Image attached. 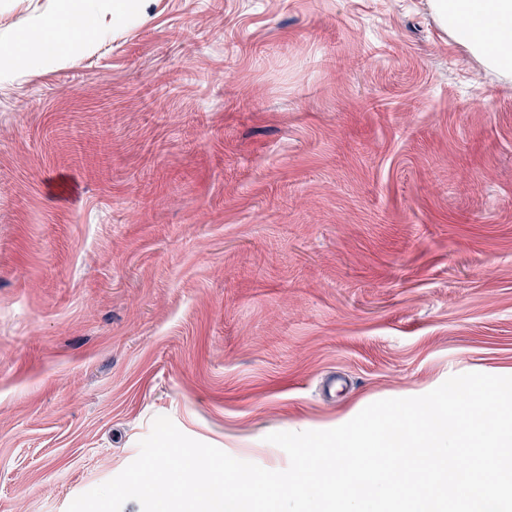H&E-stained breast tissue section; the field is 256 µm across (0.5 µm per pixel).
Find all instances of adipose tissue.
Masks as SVG:
<instances>
[{"mask_svg": "<svg viewBox=\"0 0 512 512\" xmlns=\"http://www.w3.org/2000/svg\"><path fill=\"white\" fill-rule=\"evenodd\" d=\"M430 7L456 41L489 67L512 73V0H430ZM62 28L56 18L28 28L25 42L11 54L12 64L25 67L35 57L51 58L61 50L81 47V39L63 33Z\"/></svg>", "mask_w": 512, "mask_h": 512, "instance_id": "obj_1", "label": "adipose tissue"}]
</instances>
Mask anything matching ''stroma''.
I'll list each match as a JSON object with an SVG mask.
<instances>
[{"instance_id":"stroma-1","label":"stroma","mask_w":512,"mask_h":512,"mask_svg":"<svg viewBox=\"0 0 512 512\" xmlns=\"http://www.w3.org/2000/svg\"><path fill=\"white\" fill-rule=\"evenodd\" d=\"M0 0V512H66L155 417L268 470L512 376V75L428 0ZM65 24L56 18H49L43 23H39L28 28L26 41L21 46L14 48L11 54V63L14 66L25 67L31 64L35 55L31 48L37 51L43 58L56 56L63 48L76 49L82 47L83 43L77 35L64 34L63 26ZM62 31V38L59 37V31Z\"/></svg>"}]
</instances>
